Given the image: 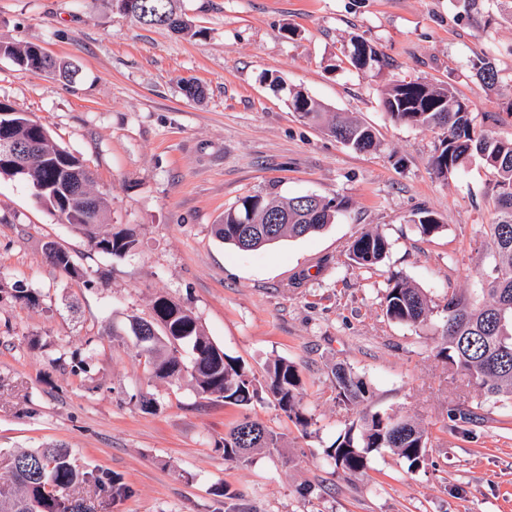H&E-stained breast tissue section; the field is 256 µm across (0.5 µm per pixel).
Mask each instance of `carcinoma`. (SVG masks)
Instances as JSON below:
<instances>
[{
    "label": "carcinoma",
    "instance_id": "carcinoma-1",
    "mask_svg": "<svg viewBox=\"0 0 512 512\" xmlns=\"http://www.w3.org/2000/svg\"><path fill=\"white\" fill-rule=\"evenodd\" d=\"M140 14L134 19L179 33L188 29L178 13V0H138ZM0 56L34 71L58 72L67 76L70 63L39 54L34 45L0 44ZM350 59L357 69L379 61L377 52L365 41H351ZM475 76L486 87L498 82L492 63L479 57L472 63ZM290 105L308 122L324 125L337 141L359 152L377 147L373 131L343 112H328L317 99L303 91H293ZM384 112L394 123L441 131L430 160L434 175L446 181L455 176L474 157H480L495 177L491 187L496 218L483 225L482 245L492 253V262L479 271L482 288L477 294L466 290L448 295L445 340L435 346L436 357L456 367L472 387L475 409L486 405H512V139H497L474 125L469 103L449 86L403 80L382 93ZM6 135L31 150L23 156L24 169L0 158V177L30 184L35 196L58 218L87 236L91 246L107 255L124 256L136 248L130 233L100 231L105 223L107 202L95 194L93 179L84 161L59 147L47 130L25 113L12 117ZM79 182V193L65 202L58 200L71 182ZM347 208L342 200H325L315 195L267 198L247 195L236 206L224 211L216 234L241 250H256L284 237L301 238L323 230ZM280 216L282 221L271 223ZM413 222L421 234L432 236L442 229L437 215L429 210L415 213ZM390 243L377 231L364 230L351 243L349 259L358 269H370L386 256ZM53 264L75 276L80 269L67 250L48 244ZM385 315L398 323L417 326L432 313L431 299L398 273L387 279L383 301ZM134 336L149 326L154 334L137 340L152 374L160 379L188 375L194 390L216 396L224 403L249 408L264 392L295 425L307 430L313 416L303 401V381L297 367L278 358L266 365L263 381L238 358L224 353L206 334L197 319L179 303L158 296L152 303L150 319L133 317ZM192 353L190 365L179 357V348ZM337 405L350 417L336 438L322 450L326 462L353 476L364 474L371 461L389 450L410 471L422 467L430 445V433L420 424L392 412L373 411L368 404L367 383L347 364L338 363L331 371ZM281 437L262 423L246 416L224 435V459L246 463L256 448L280 447ZM10 478L0 482V512H80L81 505L71 500L67 490L77 482L88 481L99 491L111 488L120 492L118 477H101L77 470L69 452L57 446L11 455Z\"/></svg>",
    "mask_w": 512,
    "mask_h": 512
}]
</instances>
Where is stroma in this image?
<instances>
[{
  "mask_svg": "<svg viewBox=\"0 0 512 512\" xmlns=\"http://www.w3.org/2000/svg\"><path fill=\"white\" fill-rule=\"evenodd\" d=\"M191 33L141 24L111 0H0V44H34L71 61L65 80L0 57V102L42 124L93 174L109 203L107 225L132 233L136 250L98 253L61 223L24 182L0 177V478L17 450L62 445L77 469L119 477L125 494L94 485L69 491L85 512H512V409L476 420L471 389L435 355L449 292H476L490 264L480 247L492 223L493 175L472 159L448 180L430 159L439 131L389 122L383 89L401 80L452 84L475 119L497 112L494 136L512 139V0H489L485 25L462 0H180ZM383 57L359 70L351 38ZM488 57L487 89L471 61ZM284 90H274L271 78ZM198 81L201 98L184 80ZM370 126L377 150L359 153L293 112L289 90ZM316 195L347 208L323 231L256 251L222 242L215 226L250 194ZM444 229L422 235L414 212ZM390 243L370 271L349 265L364 229ZM76 259L56 267L45 245ZM397 272L423 289L433 312L420 326L382 311ZM37 295L30 305L19 291ZM163 295L189 309L227 354L255 376L283 357L303 379L315 418L301 431L265 399L244 410L198 395L188 379L152 375L129 332ZM352 366L370 407L417 420L432 446L420 470L393 453L351 476L322 450L347 417L330 389L336 363ZM155 409L146 410L142 399ZM282 436L247 465L224 458V435L243 417Z\"/></svg>",
  "mask_w": 512,
  "mask_h": 512,
  "instance_id": "stroma-1",
  "label": "stroma"
}]
</instances>
